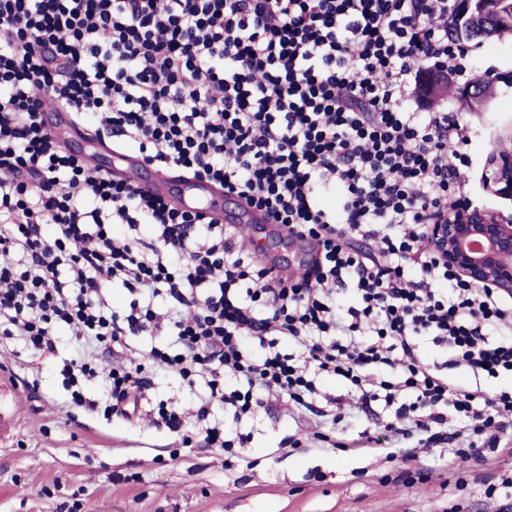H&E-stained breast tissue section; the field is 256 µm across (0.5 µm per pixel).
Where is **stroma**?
Wrapping results in <instances>:
<instances>
[{
	"label": "stroma",
	"instance_id": "35a3bbf8",
	"mask_svg": "<svg viewBox=\"0 0 512 512\" xmlns=\"http://www.w3.org/2000/svg\"><path fill=\"white\" fill-rule=\"evenodd\" d=\"M472 73L495 69L494 97L487 109H464L465 78H452L437 102L477 134L469 146L465 191L473 205L512 215V200L484 188L486 157L498 135L512 127V37L491 38L469 57ZM244 247L266 265H287L299 275L305 243L266 228L241 227ZM79 347L61 336L55 353L21 342L0 341V512H503L488 484L512 480V428L483 434L495 442L486 465L457 463L443 470L452 448L465 442L425 444L412 439L404 457H386L392 439L383 429L387 413L358 412L323 433L343 449L320 447L300 434V422L281 402L255 408L238 424L248 437L237 455L206 447L202 436L184 443L181 434L149 425L159 402L189 407L177 374L154 375L131 418L105 417L75 406L58 363ZM378 437V452L357 450L363 435Z\"/></svg>",
	"mask_w": 512,
	"mask_h": 512
}]
</instances>
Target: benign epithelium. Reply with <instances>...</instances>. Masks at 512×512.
Instances as JSON below:
<instances>
[{
  "label": "benign epithelium",
  "instance_id": "benign-epithelium-1",
  "mask_svg": "<svg viewBox=\"0 0 512 512\" xmlns=\"http://www.w3.org/2000/svg\"><path fill=\"white\" fill-rule=\"evenodd\" d=\"M512 15V0H459L451 28L463 38L482 20L478 36H496L486 19ZM492 191L512 198V132L504 133L488 157ZM435 245L441 259L470 284L493 286L512 294V220L495 217L483 209H455L448 223L433 225Z\"/></svg>",
  "mask_w": 512,
  "mask_h": 512
}]
</instances>
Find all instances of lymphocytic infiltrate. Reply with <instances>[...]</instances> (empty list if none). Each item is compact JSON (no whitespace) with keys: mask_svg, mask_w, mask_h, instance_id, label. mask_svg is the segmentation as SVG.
Returning a JSON list of instances; mask_svg holds the SVG:
<instances>
[{"mask_svg":"<svg viewBox=\"0 0 512 512\" xmlns=\"http://www.w3.org/2000/svg\"><path fill=\"white\" fill-rule=\"evenodd\" d=\"M468 55L448 37V0H0V335L51 352L64 328L114 355L173 325L177 353L105 372L70 359L60 373L79 407L83 382L102 378L108 415L126 414L151 369L206 378L196 418L214 448L228 442L210 402L239 417L262 391L321 417L318 374L351 385L334 419L380 401L400 439L434 437L449 407L472 430L502 428L512 388L485 396L416 354L426 337L451 364L512 374V336L489 337L512 303L431 244L436 220L469 202L468 131L405 106L423 66L460 75ZM50 106L314 240L304 279L240 256L204 209L69 155L43 122ZM326 185L342 192L339 213L318 202ZM116 224L152 235L120 243ZM117 279L131 295L120 311L104 298ZM346 286L357 302L342 309ZM161 294L166 316L152 309Z\"/></svg>","mask_w":512,"mask_h":512,"instance_id":"1","label":"lymphocytic infiltrate"}]
</instances>
